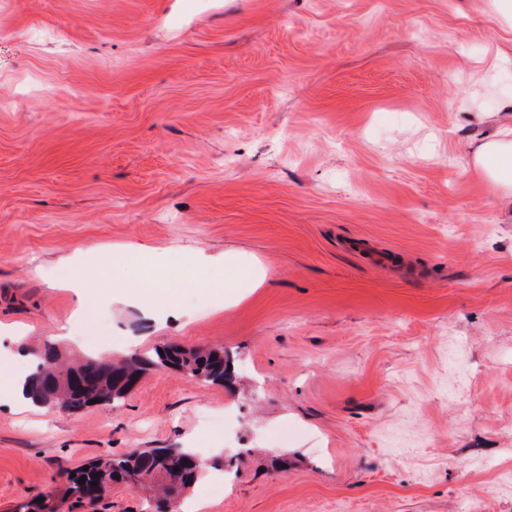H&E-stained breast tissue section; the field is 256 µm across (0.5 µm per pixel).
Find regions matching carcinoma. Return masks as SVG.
Listing matches in <instances>:
<instances>
[{
  "label": "carcinoma",
  "mask_w": 512,
  "mask_h": 512,
  "mask_svg": "<svg viewBox=\"0 0 512 512\" xmlns=\"http://www.w3.org/2000/svg\"><path fill=\"white\" fill-rule=\"evenodd\" d=\"M35 363L24 383L25 395L32 403L55 404L67 411H81L101 396L114 406L130 393L124 384L126 378H140L151 367L162 366L179 370L205 383L222 385L230 379L229 361L224 359V348L183 349L166 346L147 356H132L122 361L87 358L76 365L66 363L53 344H46L33 353ZM98 478H93L94 474ZM198 473L195 454L187 448L134 449L120 456L98 459L88 463V470L77 469L75 477L68 478L62 497L51 494L38 502L31 500L22 506L23 512H59L68 498L91 502L100 490L114 483L128 487H144L160 478L163 487L147 512L165 505L162 498L180 495L188 490ZM85 483L78 484V479ZM98 481L93 486L91 482Z\"/></svg>",
  "instance_id": "obj_1"
}]
</instances>
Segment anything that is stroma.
Returning <instances> with one entry per match:
<instances>
[{"label": "stroma", "mask_w": 512, "mask_h": 512, "mask_svg": "<svg viewBox=\"0 0 512 512\" xmlns=\"http://www.w3.org/2000/svg\"><path fill=\"white\" fill-rule=\"evenodd\" d=\"M511 118L489 0H0L14 348L221 346L236 371L1 404L0 512L135 448L206 460L177 512H512V208L473 163ZM199 252L249 279L212 293ZM157 279L183 318L115 302Z\"/></svg>", "instance_id": "1"}]
</instances>
